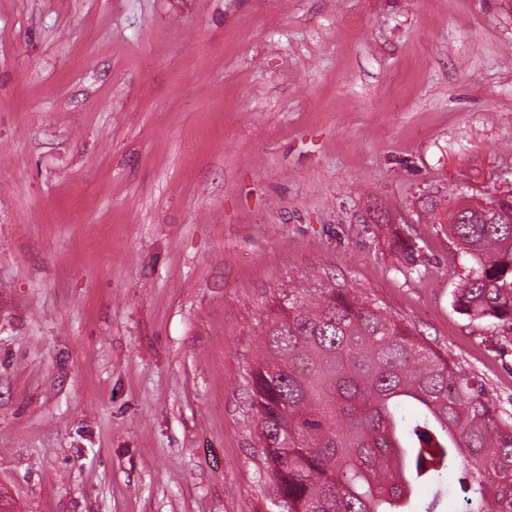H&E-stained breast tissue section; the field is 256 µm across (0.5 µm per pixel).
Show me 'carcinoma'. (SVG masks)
<instances>
[{
    "instance_id": "carcinoma-1",
    "label": "carcinoma",
    "mask_w": 512,
    "mask_h": 512,
    "mask_svg": "<svg viewBox=\"0 0 512 512\" xmlns=\"http://www.w3.org/2000/svg\"><path fill=\"white\" fill-rule=\"evenodd\" d=\"M430 211L472 260L455 307L512 343V198ZM260 350L250 407L280 512H512V414L390 313L298 288Z\"/></svg>"
}]
</instances>
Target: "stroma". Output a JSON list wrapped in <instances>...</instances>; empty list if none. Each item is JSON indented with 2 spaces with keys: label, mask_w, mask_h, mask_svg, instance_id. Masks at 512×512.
Masks as SVG:
<instances>
[{
  "label": "stroma",
  "mask_w": 512,
  "mask_h": 512,
  "mask_svg": "<svg viewBox=\"0 0 512 512\" xmlns=\"http://www.w3.org/2000/svg\"><path fill=\"white\" fill-rule=\"evenodd\" d=\"M457 190L512 192V0H0V512H271L246 376L307 276L512 413Z\"/></svg>",
  "instance_id": "1"
}]
</instances>
